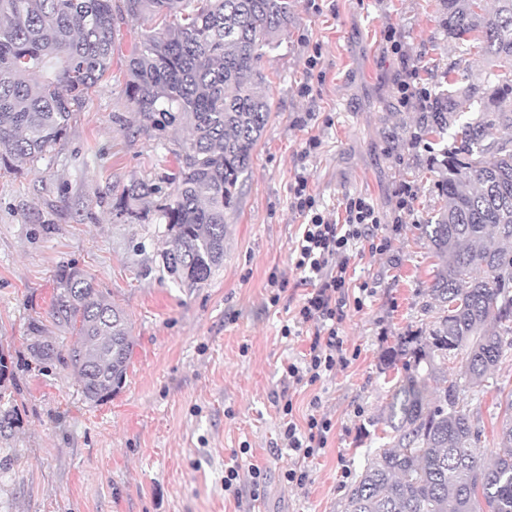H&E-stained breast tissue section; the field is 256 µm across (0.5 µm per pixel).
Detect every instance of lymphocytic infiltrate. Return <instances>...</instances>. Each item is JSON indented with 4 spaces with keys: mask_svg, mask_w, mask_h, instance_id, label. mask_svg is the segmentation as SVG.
<instances>
[{
    "mask_svg": "<svg viewBox=\"0 0 512 512\" xmlns=\"http://www.w3.org/2000/svg\"><path fill=\"white\" fill-rule=\"evenodd\" d=\"M387 51L402 64L395 84L398 108L416 107L429 111L432 93L420 82L419 67L411 60L405 35L394 25L383 30ZM292 209L303 219L291 249V260L300 278L303 294L293 315L280 329L282 337L308 335L309 348L300 362L283 367V376L296 388L311 387L345 370L352 362L343 336L349 310H363L376 294L369 282H355L351 260L364 255L384 254L392 247V237L414 214L416 191L410 183H399L392 192L394 207L390 227H383L374 205L363 196L347 199L343 221L329 217L314 195L304 173H297L288 187ZM310 410L296 419L292 397L278 406L280 440L294 456L283 474L288 484L302 487L312 480L311 463L327 448L333 429L331 418L321 413L320 397H313Z\"/></svg>",
    "mask_w": 512,
    "mask_h": 512,
    "instance_id": "f902f5d3",
    "label": "lymphocytic infiltrate"
}]
</instances>
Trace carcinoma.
Here are the masks:
<instances>
[{"mask_svg": "<svg viewBox=\"0 0 512 512\" xmlns=\"http://www.w3.org/2000/svg\"><path fill=\"white\" fill-rule=\"evenodd\" d=\"M442 0L440 26L459 53L492 68L472 78L448 68L418 135L450 141L433 158L444 205L417 225L436 258L427 282L428 327L397 338L383 364L401 366L372 425L369 450L344 512H512V392L493 370L512 347V0ZM164 21L126 60L125 94L143 130L186 135L171 192L134 181L115 197L130 223L164 221L162 270L181 288L207 282L224 262L229 215L272 112L262 57L280 46L289 0H0V165L41 158L61 140L74 107L112 68L116 24ZM39 79L33 81V75ZM52 316L77 335L66 362L85 398L101 403L126 377L128 315L71 264L57 273ZM496 392L504 416L492 463L475 396Z\"/></svg>", "mask_w": 512, "mask_h": 512, "instance_id": "obj_1", "label": "carcinoma"}]
</instances>
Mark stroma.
<instances>
[{"instance_id": "1", "label": "stroma", "mask_w": 512, "mask_h": 512, "mask_svg": "<svg viewBox=\"0 0 512 512\" xmlns=\"http://www.w3.org/2000/svg\"><path fill=\"white\" fill-rule=\"evenodd\" d=\"M290 5L280 49L260 63L271 81V118L228 219L224 263L201 287L179 288L161 275L163 225L127 223L112 207L124 185L173 168L184 137L170 130L160 146L141 130L120 61L74 113L64 139L21 171L0 168V352L9 367L0 410L14 408L21 420L0 437V512H343L365 433L397 376L382 355L428 321L434 260L417 227L442 203L429 171L439 147L408 146L419 114L396 107L401 64L386 51L382 30L390 23L405 31L426 86L460 59L439 25L441 0H322L318 13L307 0ZM316 47L323 79L314 98H303L304 59ZM312 135L320 149L298 162ZM300 169L335 218L347 198L363 195L389 219L393 187L406 181L416 190L414 220L391 251L355 262L357 277L378 284L372 305L350 311L344 324L346 345L359 357L294 395L300 416L320 396L334 424L301 488L284 481L293 459L275 447L282 366L309 344L280 334L299 293H282L280 309L265 307L271 270L298 278L291 247L302 219L288 186ZM71 263L131 322L126 378L99 404L84 399L65 364L75 337L51 315L56 275ZM38 335L52 337L57 359L35 355ZM244 442L248 462L266 471L256 501L224 496V468Z\"/></svg>"}]
</instances>
